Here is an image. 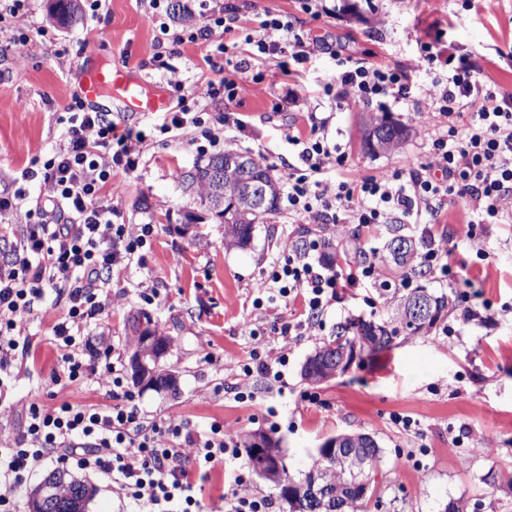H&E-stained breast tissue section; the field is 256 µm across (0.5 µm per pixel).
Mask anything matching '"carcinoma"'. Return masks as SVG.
Segmentation results:
<instances>
[{
	"label": "carcinoma",
	"instance_id": "obj_1",
	"mask_svg": "<svg viewBox=\"0 0 512 512\" xmlns=\"http://www.w3.org/2000/svg\"><path fill=\"white\" fill-rule=\"evenodd\" d=\"M52 10L63 23L75 17L73 0H55ZM381 135L395 136L402 140L404 127L399 123H381L374 132L367 133L364 140L367 149L375 151L373 138ZM240 157L241 153L226 150L212 157L206 165L179 175L185 189L195 192L201 203L224 224V244L228 246L246 244L251 239L255 225L265 223L268 215L276 210L280 195L279 182L257 159L247 157L249 170L246 171L237 164ZM247 178L259 181L258 190L264 199L260 207L243 190ZM388 249L395 266H408L414 274L424 275L418 262L420 255L417 243L413 238L397 234L391 238ZM383 294L389 297L390 303L396 304L398 310L412 296L428 300L433 311L430 322L424 326L399 313L378 323L363 320L357 323L351 320L340 322L336 326L335 335L315 352V357L307 360L304 370L316 369L321 365L332 366L338 349L353 343L359 345L360 354L370 358L377 356L391 349L403 332L413 336L428 332L440 321L444 312L452 307V299L448 295H435L424 288H413L405 294L400 293L398 288H390L383 290ZM354 325L359 328V340L350 331ZM246 448L249 463L254 469L263 463L265 457L279 455L278 441L265 434L261 435V446L250 443ZM269 481L279 487V495L289 505V512H362L365 506V499L353 492L352 469L347 465H336L325 448L318 449L313 466L303 478L297 481L285 478L290 488L282 487L277 478L271 477ZM314 482L329 486L334 495L326 499L308 495V487ZM57 485L66 486L69 496L57 501L51 512H85L90 491L84 483L66 478V474L61 471L51 472L41 483L43 487Z\"/></svg>",
	"mask_w": 512,
	"mask_h": 512
}]
</instances>
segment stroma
<instances>
[{"mask_svg": "<svg viewBox=\"0 0 512 512\" xmlns=\"http://www.w3.org/2000/svg\"><path fill=\"white\" fill-rule=\"evenodd\" d=\"M222 2L245 15L288 16L297 32L309 38L310 63L301 78L285 77L276 86L253 83V75L275 69L273 61L254 59L235 101L203 103L207 127L282 181L297 161L286 134H308V114L314 110L328 117L329 138L348 154L346 166L332 172V181L355 172L387 178L417 163L435 168L429 134L442 125L436 113L417 109L428 96L430 78L415 67L421 42L435 34H443L456 54L480 66L488 80L512 91V61L503 57L512 48V0H472L468 11L462 0H319L313 14L303 10L301 0ZM51 4L30 0L26 13L0 22V41L22 31L32 37L28 47L0 53V191L23 190L31 206L44 201L47 190L39 180H22L21 173L61 140L64 109L76 94L85 63H119L132 77L167 84L149 52L158 33L149 0H103L95 11L86 0H76V18L66 25L53 17ZM203 54V47L186 41L170 58L186 90L214 76ZM338 54L410 70L409 98L385 109L336 108L319 80ZM288 87L296 95L287 100L283 91ZM227 113L235 120L225 125L221 119ZM371 116L407 128L396 151L366 150L364 122ZM109 117L121 129L153 128L136 172L113 179L112 200L124 223L154 224L159 233L141 263L114 271L108 317L103 327L92 325L87 332L111 336L125 361L135 348L134 318L150 316L156 334L170 338V351L159 367L175 376V391L125 382L141 415H177L198 428L218 422L233 446L249 433L270 434L279 440L295 479L310 470L328 439L366 434L381 449L378 485L366 512H444L459 498L468 512H512V493L486 480L491 471L512 474V224L489 226L490 257L481 261L467 242L452 235L470 218L461 203L444 204L430 226L419 216L405 218V232L415 240L431 234L444 239L452 267L446 279L414 277L413 287L446 293L456 298V308L448 311L442 326L418 337H400L390 351L314 384L304 378L303 365L334 336L339 321L385 319L389 310L375 303L374 288H348L324 314L321 327L284 336L281 326L299 321L302 307L261 288L304 228L315 239L332 237L337 268H347L359 246L375 257L385 279L400 284L406 271L388 261L387 225H310L282 205L256 226L250 244L225 246L223 225L176 179L178 173L207 163L198 151L205 142L201 130L178 136L156 131L161 114L133 112L117 100ZM145 284L157 292L153 302L140 295ZM64 315L62 305L48 301L31 322L36 356L16 370L9 393L16 406L111 404L106 387L97 382L81 387L52 382L53 329ZM446 325L454 327L455 337L443 336ZM255 348L273 356L287 352L286 391L278 392L256 376L247 385L251 400L238 403L227 391L215 394L216 383L227 389L235 385V364ZM218 362L223 371L215 370ZM311 390L320 393L321 404L301 401V394ZM398 414L413 420L411 430L395 423ZM69 475L92 492L86 512H138L113 493L107 477L77 469Z\"/></svg>", "mask_w": 512, "mask_h": 512, "instance_id": "35a3bbf8", "label": "stroma"}]
</instances>
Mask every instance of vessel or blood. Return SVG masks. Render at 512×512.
I'll return each instance as SVG.
<instances>
[{"instance_id":"vessel-or-blood-1","label":"vessel or blood","mask_w":512,"mask_h":512,"mask_svg":"<svg viewBox=\"0 0 512 512\" xmlns=\"http://www.w3.org/2000/svg\"><path fill=\"white\" fill-rule=\"evenodd\" d=\"M105 84L110 85L113 98L140 112H158L169 104L166 94L156 85L143 79H130L119 67L108 76L95 67H88L84 72L81 94L88 99L96 97Z\"/></svg>"}]
</instances>
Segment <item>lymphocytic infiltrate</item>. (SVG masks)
Instances as JSON below:
<instances>
[{"instance_id":"obj_1","label":"lymphocytic infiltrate","mask_w":512,"mask_h":512,"mask_svg":"<svg viewBox=\"0 0 512 512\" xmlns=\"http://www.w3.org/2000/svg\"><path fill=\"white\" fill-rule=\"evenodd\" d=\"M200 23L189 39L214 44L216 30L238 31L256 56L289 57L295 63L310 58L306 39L292 23L271 15H242L199 5ZM224 62L216 79L184 94L176 68L167 82L178 92L177 110L167 113L162 132L202 124L201 101L223 95L235 100L242 87L239 73L245 60L228 44H215ZM447 59L448 72L434 78L427 111L447 123L432 149L438 174L412 167L407 172L377 180L361 175L331 184L328 175L344 166L348 156L329 141L325 118L309 114L307 137L289 136L298 148L299 162L290 166L288 209L313 222L329 213L344 215L350 224H391L418 212L436 217L444 200L460 199L471 219L460 225L456 237L467 241L479 260L489 256L483 246L488 224L512 223V93L487 80L469 59L444 54L442 38L420 45L419 69H430ZM326 96L336 106L377 105L410 96V77L402 68L369 66L349 57H337L334 70L321 79ZM63 139L46 159H34L27 178L47 186V204L25 207L23 191L0 194V231L12 233L8 250L0 252V423L10 421L14 404L8 392L16 378L18 360L27 358L31 319L39 312L46 292H54L66 315L55 327L58 353L53 382L82 385L97 380L109 387L116 404L105 407L65 402L46 409L26 405L23 430L11 446L0 448V512H18L11 489L44 462L57 468H76L102 474L119 498L133 500L141 512H201L196 488L202 474L239 459L238 448L224 439L219 423L200 430L174 415L143 421L135 406L120 401L124 371L110 350H97L84 330L102 323L114 269L143 260L144 251L158 234L154 224H122L120 211L105 195L113 177L133 173L146 141L141 131L118 129L103 112L85 109L82 101L68 107ZM309 247H292L282 266L269 277L283 298L302 301L305 318L284 324L283 334L310 331L335 302L342 283L377 282L381 272L375 260L355 266L348 275L313 263ZM287 354L271 358L251 351L237 363L238 379L259 375L286 388L282 372Z\"/></svg>"}]
</instances>
